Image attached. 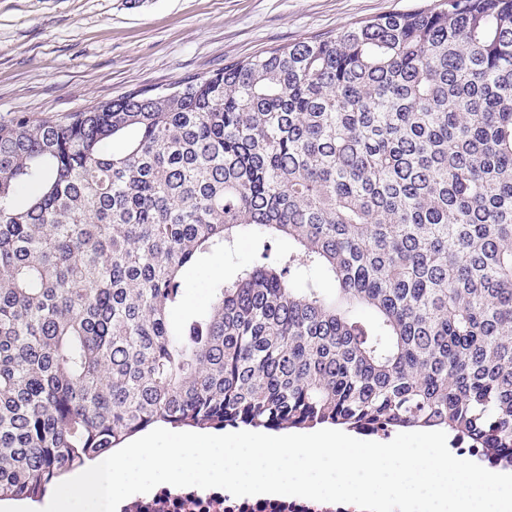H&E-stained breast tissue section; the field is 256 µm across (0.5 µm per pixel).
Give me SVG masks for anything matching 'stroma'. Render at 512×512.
Masks as SVG:
<instances>
[{"label": "stroma", "mask_w": 512, "mask_h": 512, "mask_svg": "<svg viewBox=\"0 0 512 512\" xmlns=\"http://www.w3.org/2000/svg\"><path fill=\"white\" fill-rule=\"evenodd\" d=\"M439 0H0V122L60 118L223 68L306 37ZM260 248L203 254L173 321L204 309Z\"/></svg>", "instance_id": "obj_1"}]
</instances>
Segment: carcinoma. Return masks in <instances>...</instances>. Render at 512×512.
Segmentation results:
<instances>
[{
	"mask_svg": "<svg viewBox=\"0 0 512 512\" xmlns=\"http://www.w3.org/2000/svg\"><path fill=\"white\" fill-rule=\"evenodd\" d=\"M245 231L259 259L173 322ZM324 424L512 450V0L0 123V502L154 426Z\"/></svg>",
	"mask_w": 512,
	"mask_h": 512,
	"instance_id": "carcinoma-1",
	"label": "carcinoma"
}]
</instances>
